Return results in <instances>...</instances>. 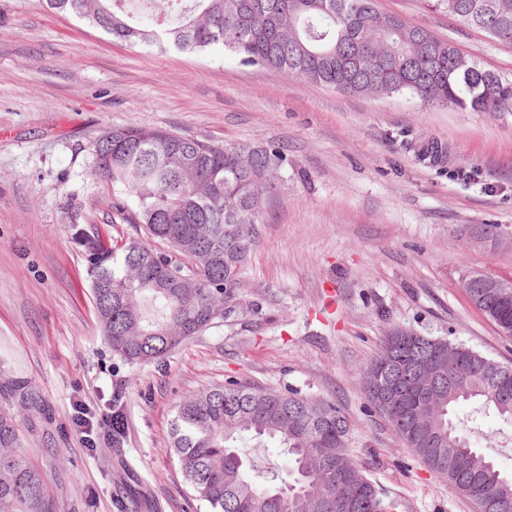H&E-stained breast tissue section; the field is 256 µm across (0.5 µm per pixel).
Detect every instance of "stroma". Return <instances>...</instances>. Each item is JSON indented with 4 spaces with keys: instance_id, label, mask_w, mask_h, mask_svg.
Wrapping results in <instances>:
<instances>
[{
    "instance_id": "obj_1",
    "label": "stroma",
    "mask_w": 512,
    "mask_h": 512,
    "mask_svg": "<svg viewBox=\"0 0 512 512\" xmlns=\"http://www.w3.org/2000/svg\"><path fill=\"white\" fill-rule=\"evenodd\" d=\"M377 5L512 78V45L427 0ZM118 125L288 153L231 313L156 364L113 358L79 239L137 235L117 221L111 185L90 174L93 138ZM430 146L438 163L418 159ZM468 271L512 277V112L342 95L219 47L134 49L40 0H0V356L50 417L29 421L4 396L0 412L17 417L62 512H206L185 491L171 421L181 397L231 379L335 402L354 460L399 512H476L382 416L364 414L361 387L396 328L512 364V340L461 286ZM116 400L120 436L97 429L83 441L76 409L96 422ZM456 415L477 417L512 469V424L470 403Z\"/></svg>"
}]
</instances>
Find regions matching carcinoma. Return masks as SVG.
Wrapping results in <instances>:
<instances>
[{
	"label": "carcinoma",
	"mask_w": 512,
	"mask_h": 512,
	"mask_svg": "<svg viewBox=\"0 0 512 512\" xmlns=\"http://www.w3.org/2000/svg\"><path fill=\"white\" fill-rule=\"evenodd\" d=\"M131 47L200 54L213 45L243 65L343 94H409L421 103L472 112H512V79L455 63L451 40L376 0H45ZM464 25L488 6V35L512 45V0H435ZM91 176L112 184V210L143 236L85 238L101 335L125 364H149L214 324L231 308L263 223L284 180L278 144L249 150L141 126L102 129L91 143ZM471 303L512 338V295L466 289ZM366 407L390 424L435 475L477 512H512V473L476 443L478 428L456 421L471 401L512 423V365L463 344L396 329L362 370ZM0 392L47 417L23 377ZM172 448L194 500L209 512H394L350 453V423L335 403L267 392L239 381L187 395L171 423ZM275 440L288 465L263 472L240 451L244 438ZM0 512H60L35 467L15 417L0 413Z\"/></svg>",
	"instance_id": "cac0c4a2"
}]
</instances>
